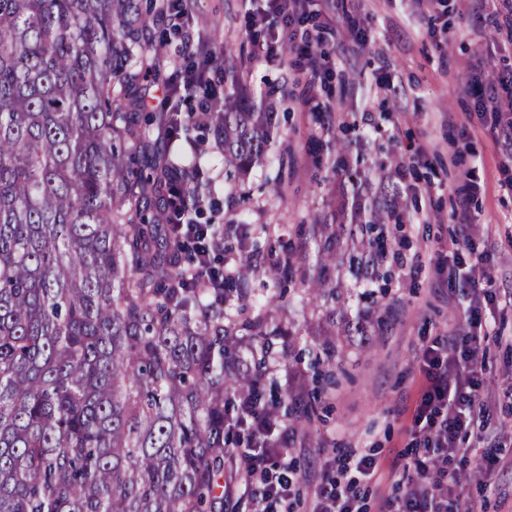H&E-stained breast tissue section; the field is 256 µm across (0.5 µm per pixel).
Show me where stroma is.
<instances>
[{
	"label": "stroma",
	"instance_id": "stroma-1",
	"mask_svg": "<svg viewBox=\"0 0 512 512\" xmlns=\"http://www.w3.org/2000/svg\"><path fill=\"white\" fill-rule=\"evenodd\" d=\"M186 4L190 29L203 49L218 56L227 49L241 54L243 91L263 85L281 89L276 144L266 165L250 176L244 207L227 199L220 150L210 148L201 159L215 187L220 222L230 230L226 250L240 252L242 242L232 229L244 222L254 237L269 227V245H290L299 262L314 264L317 250L309 228L328 214L336 190L326 180L336 141L351 143L366 175L363 193H375L383 184L400 190L401 220L391 229V243L407 267L385 264L387 278L373 282L357 280L345 269L339 273L352 310L373 318L367 338H339L320 358L316 351L323 342L326 305L313 299L307 286L257 275L245 299L249 306L272 302L275 320L294 325L291 335L273 337L272 360L302 373L304 399L315 404L311 424L298 426L303 442L288 451L298 474L293 512H306L339 444H364L367 454L384 462L405 450V429L420 387L417 358L427 338L461 320L434 281L444 260L438 242L459 232L448 216L459 196L462 169L477 174L471 235L494 254L489 271L500 305L493 321L512 332V306L506 303L512 295V188L504 183L512 178V167L500 171V148L486 117L459 91L476 58L486 60L491 75L512 68V43L487 16L473 12L470 0H442L435 21L423 18L412 0H351L313 32L315 44L336 55L334 71L314 84L291 66L287 47H280L277 58L254 64L255 48L244 26L248 0ZM351 10L368 33L366 42L348 30ZM311 92L330 111L327 129L312 123L304 105ZM277 176L284 187L279 196L268 185ZM414 184L429 186L430 197L413 195ZM467 493L474 512H512V470H500L497 493L483 492L475 481Z\"/></svg>",
	"mask_w": 512,
	"mask_h": 512
}]
</instances>
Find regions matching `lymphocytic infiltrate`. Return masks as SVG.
<instances>
[{"instance_id": "f902f5d3", "label": "lymphocytic infiltrate", "mask_w": 512, "mask_h": 512, "mask_svg": "<svg viewBox=\"0 0 512 512\" xmlns=\"http://www.w3.org/2000/svg\"><path fill=\"white\" fill-rule=\"evenodd\" d=\"M266 7L247 18V25L263 27L274 18L279 30L258 44L256 61L269 59L280 39L293 46V66L306 70L312 80L322 79L335 65L331 53L315 54L309 23L319 22L323 13L337 7L340 0H265ZM191 62L178 74L185 92L199 91L208 101L219 98L213 77L218 70L215 57L193 61L192 45H185ZM469 79L461 92L473 99L479 112H501V91L512 90V70L498 73L488 81L483 60L471 63ZM449 218L458 224L461 237L450 238L448 260L438 269L437 283L447 288L448 301L460 308L463 320L448 333L433 336L418 357L422 384L405 433L416 452L404 465L382 464L361 448L336 451V470L325 473L316 484L308 512H361V487L383 478L403 486L398 497H384L378 512H474L464 496L470 478L468 465L482 454L488 465L480 472L483 486L493 484L495 470L505 467L499 456L497 438L501 421L493 417L497 397L485 389L484 357L488 341L512 348V335L489 328L488 305L492 296L482 286L487 277L485 254L477 252L468 232L471 215L467 199H459ZM238 422L249 429L233 459L238 465L240 489L249 498L253 512H278L293 494L296 472L284 459V450L299 436L296 427L275 425L263 399L245 402Z\"/></svg>"}]
</instances>
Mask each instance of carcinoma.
<instances>
[{"label":"carcinoma","mask_w":512,"mask_h":512,"mask_svg":"<svg viewBox=\"0 0 512 512\" xmlns=\"http://www.w3.org/2000/svg\"><path fill=\"white\" fill-rule=\"evenodd\" d=\"M180 30L157 0H0V512H224V465L238 434L224 410L263 386L236 350L268 347L270 306L230 308L254 274L296 273L366 333L336 291L386 245L396 205L362 203L359 171L341 164L352 204L316 224V265L288 251H245L224 287L200 281L205 234L180 236L184 198L212 194L199 161L170 143L213 140L240 203L264 164L277 113L264 86L235 89L241 56L224 54V101L202 137L175 112L145 111L159 79V27Z\"/></svg>","instance_id":"carcinoma-1"}]
</instances>
